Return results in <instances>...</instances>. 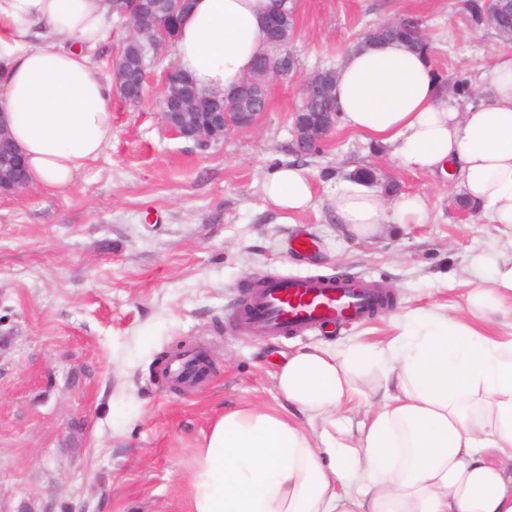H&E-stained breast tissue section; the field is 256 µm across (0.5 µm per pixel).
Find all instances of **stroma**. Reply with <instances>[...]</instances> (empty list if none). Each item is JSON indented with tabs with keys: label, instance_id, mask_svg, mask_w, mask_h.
Returning a JSON list of instances; mask_svg holds the SVG:
<instances>
[{
	"label": "stroma",
	"instance_id": "1",
	"mask_svg": "<svg viewBox=\"0 0 512 512\" xmlns=\"http://www.w3.org/2000/svg\"><path fill=\"white\" fill-rule=\"evenodd\" d=\"M296 77L268 86L259 125L201 147L172 135L158 108L164 50L138 106L112 100V144L68 195L35 185L0 195V512H187L193 459L211 420L243 401L274 405L289 352L342 349L397 332V315L456 311L478 287L473 254L503 240L481 212L461 217L446 176L394 167L344 127L305 157L292 153L299 86L338 65L369 26L420 17L443 85L478 77L506 48L475 27L466 0H292ZM307 167L314 204L295 223L265 207L261 183ZM374 167L380 183L422 195L430 220L357 242L327 202L340 176ZM306 233L318 244L294 253ZM345 272L393 290L395 309L363 324L298 336L243 335V288L260 277ZM205 351L208 377L167 383L160 356Z\"/></svg>",
	"mask_w": 512,
	"mask_h": 512
}]
</instances>
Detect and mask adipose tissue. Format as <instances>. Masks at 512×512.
Masks as SVG:
<instances>
[{"mask_svg":"<svg viewBox=\"0 0 512 512\" xmlns=\"http://www.w3.org/2000/svg\"><path fill=\"white\" fill-rule=\"evenodd\" d=\"M282 0H193L173 41L178 68L215 95L237 86ZM107 0H0V118L30 184L67 195L112 143L111 81L93 54L112 29ZM58 46H51V39ZM477 102L443 95L429 55L401 41L353 47L336 69L342 123L398 169L458 178L461 194L506 229L479 254L486 285L464 310L411 311L379 344L289 353L276 407L244 402L212 420L187 512H512V55L484 69ZM268 209L291 223L313 201L308 168H276ZM329 210L364 241L424 224L418 194L387 201L339 179ZM373 376L369 391L357 382Z\"/></svg>","mask_w":512,"mask_h":512,"instance_id":"ef3b65f1","label":"adipose tissue"}]
</instances>
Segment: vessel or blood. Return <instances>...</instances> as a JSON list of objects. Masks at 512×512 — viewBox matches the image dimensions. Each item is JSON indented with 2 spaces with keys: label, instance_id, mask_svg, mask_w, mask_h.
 Masks as SVG:
<instances>
[{
  "label": "vessel or blood",
  "instance_id": "1",
  "mask_svg": "<svg viewBox=\"0 0 512 512\" xmlns=\"http://www.w3.org/2000/svg\"><path fill=\"white\" fill-rule=\"evenodd\" d=\"M378 298L375 287L356 281L322 280L312 276L270 275L249 295L255 309L243 318L241 328L251 336H282L341 321L364 320ZM195 356L173 355L162 374L171 381L186 375Z\"/></svg>",
  "mask_w": 512,
  "mask_h": 512
}]
</instances>
